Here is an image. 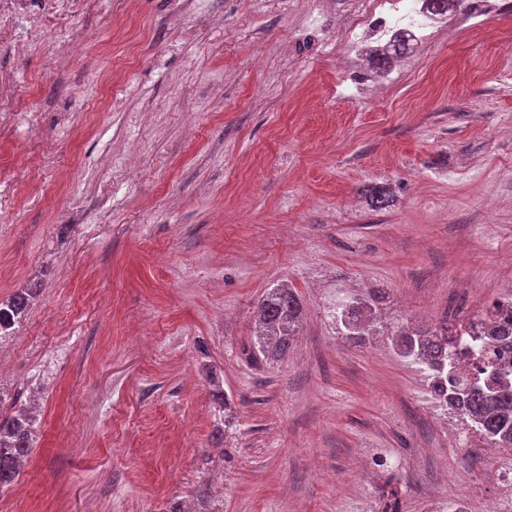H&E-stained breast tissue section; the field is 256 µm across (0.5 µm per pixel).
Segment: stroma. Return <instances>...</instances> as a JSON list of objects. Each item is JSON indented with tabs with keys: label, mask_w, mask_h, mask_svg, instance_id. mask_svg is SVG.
Here are the masks:
<instances>
[{
	"label": "stroma",
	"mask_w": 512,
	"mask_h": 512,
	"mask_svg": "<svg viewBox=\"0 0 512 512\" xmlns=\"http://www.w3.org/2000/svg\"><path fill=\"white\" fill-rule=\"evenodd\" d=\"M371 3L55 0L0 35V300L45 277L0 345V387L42 410L0 512L20 486L27 512H168L203 484L218 512H512L423 365L334 319L366 288L387 328L512 296V8L487 0L476 31L449 13L348 98L337 60ZM282 282L303 323L269 362L251 338Z\"/></svg>",
	"instance_id": "35a3bbf8"
}]
</instances>
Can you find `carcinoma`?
Instances as JSON below:
<instances>
[{"label": "carcinoma", "instance_id": "carcinoma-1", "mask_svg": "<svg viewBox=\"0 0 512 512\" xmlns=\"http://www.w3.org/2000/svg\"><path fill=\"white\" fill-rule=\"evenodd\" d=\"M35 279L11 298L0 301V342L13 335L26 318L43 288ZM386 299L383 288L351 293L336 307L339 335L348 344L363 347L380 334ZM302 322V304L286 284L267 289L257 307L254 350L265 359L285 357ZM489 338L491 348L512 338V306L498 302L485 317H473L465 325L443 322L421 328L411 323L394 327V346L400 356L426 366L429 387L439 401L455 410L496 448H512V368L494 360L484 375L467 374L457 364L456 341L462 332ZM38 415L24 410L0 418V491L17 479L22 461L33 448Z\"/></svg>", "mask_w": 512, "mask_h": 512}]
</instances>
